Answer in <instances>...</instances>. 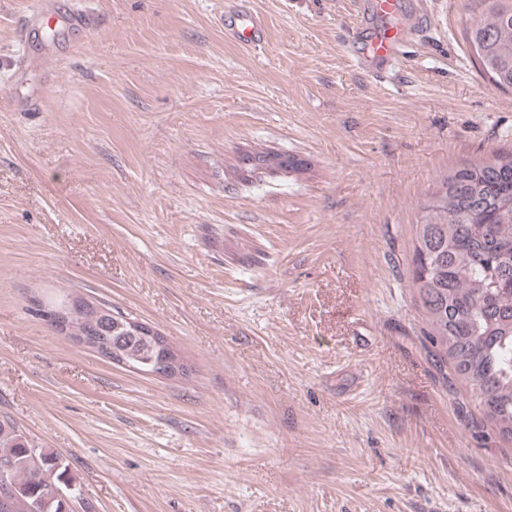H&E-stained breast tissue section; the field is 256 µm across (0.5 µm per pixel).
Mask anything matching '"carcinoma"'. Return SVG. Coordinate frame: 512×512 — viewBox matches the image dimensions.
<instances>
[{"mask_svg":"<svg viewBox=\"0 0 512 512\" xmlns=\"http://www.w3.org/2000/svg\"><path fill=\"white\" fill-rule=\"evenodd\" d=\"M466 38L487 82L512 90V0H473ZM410 274L429 324L424 332L436 368L450 367L479 398L486 418L512 439V155L447 174L425 206ZM112 314L94 325L75 324L105 342L101 355L124 360L142 374L167 360L169 350L126 330ZM0 512H71L48 488L75 484L61 457L32 449L24 434L0 420Z\"/></svg>","mask_w":512,"mask_h":512,"instance_id":"1","label":"carcinoma"}]
</instances>
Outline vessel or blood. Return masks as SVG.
Segmentation results:
<instances>
[{"mask_svg":"<svg viewBox=\"0 0 512 512\" xmlns=\"http://www.w3.org/2000/svg\"><path fill=\"white\" fill-rule=\"evenodd\" d=\"M403 0H358V24L352 36V55L356 67L368 76L380 78L395 65L399 53L421 27L420 14L405 16ZM74 28L90 27L93 19L81 7L58 14L55 0H37L21 31L22 36L39 28L55 29L59 23ZM225 37L257 47L264 40L261 16L242 8L225 11L220 17Z\"/></svg>","mask_w":512,"mask_h":512,"instance_id":"vessel-or-blood-1","label":"vessel or blood"}]
</instances>
